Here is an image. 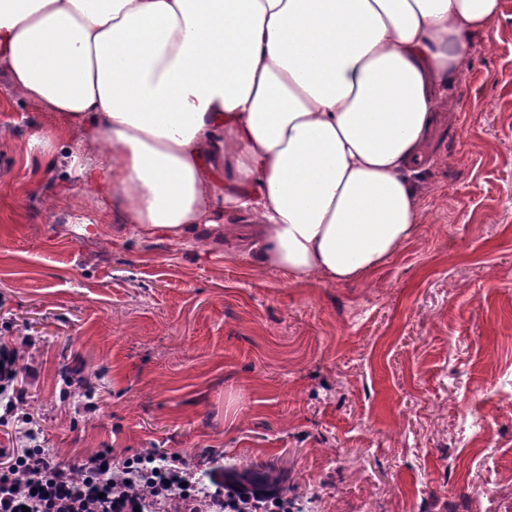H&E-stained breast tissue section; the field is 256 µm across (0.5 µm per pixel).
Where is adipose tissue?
I'll list each match as a JSON object with an SVG mask.
<instances>
[{
	"label": "adipose tissue",
	"instance_id": "adipose-tissue-1",
	"mask_svg": "<svg viewBox=\"0 0 512 512\" xmlns=\"http://www.w3.org/2000/svg\"><path fill=\"white\" fill-rule=\"evenodd\" d=\"M501 0H0L13 92L80 128L96 207L181 241L252 214L289 282L360 280L416 232L436 105Z\"/></svg>",
	"mask_w": 512,
	"mask_h": 512
}]
</instances>
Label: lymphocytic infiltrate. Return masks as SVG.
Segmentation results:
<instances>
[{
    "label": "lymphocytic infiltrate",
    "mask_w": 512,
    "mask_h": 512,
    "mask_svg": "<svg viewBox=\"0 0 512 512\" xmlns=\"http://www.w3.org/2000/svg\"><path fill=\"white\" fill-rule=\"evenodd\" d=\"M190 475L180 455L154 449L118 462L106 448L65 462L45 449L24 448L0 471V512H135L147 497L174 500ZM213 486L190 512H263L252 497L225 491L222 477H215Z\"/></svg>",
    "instance_id": "obj_1"
}]
</instances>
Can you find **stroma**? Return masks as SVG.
Returning <instances> with one entry per match:
<instances>
[{"mask_svg": "<svg viewBox=\"0 0 512 512\" xmlns=\"http://www.w3.org/2000/svg\"><path fill=\"white\" fill-rule=\"evenodd\" d=\"M470 44L415 235L343 284L262 267L246 213L135 236L69 172L82 132L0 70V343L39 442L271 465L297 512H448L450 485L512 512V0Z\"/></svg>", "mask_w": 512, "mask_h": 512, "instance_id": "1", "label": "stroma"}]
</instances>
